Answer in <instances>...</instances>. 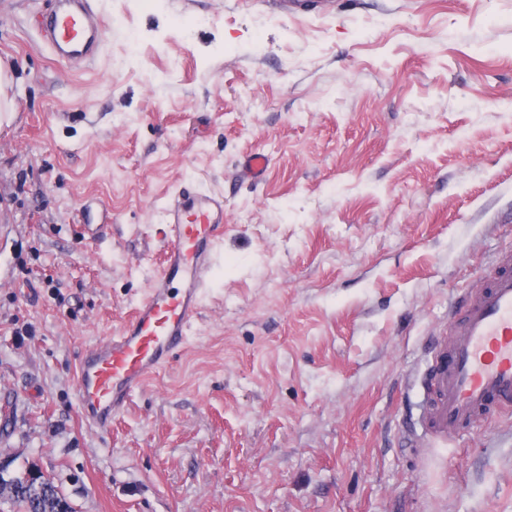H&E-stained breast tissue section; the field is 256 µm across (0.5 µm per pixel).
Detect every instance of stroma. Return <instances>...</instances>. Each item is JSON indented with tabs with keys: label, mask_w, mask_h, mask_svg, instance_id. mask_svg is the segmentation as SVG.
Returning a JSON list of instances; mask_svg holds the SVG:
<instances>
[{
	"label": "stroma",
	"mask_w": 512,
	"mask_h": 512,
	"mask_svg": "<svg viewBox=\"0 0 512 512\" xmlns=\"http://www.w3.org/2000/svg\"><path fill=\"white\" fill-rule=\"evenodd\" d=\"M90 4L96 57L64 62L53 0H0V460L76 512H512V412L444 443L416 423L451 305L512 250V0ZM185 186L224 197L220 259L98 432L76 367Z\"/></svg>",
	"instance_id": "35a3bbf8"
}]
</instances>
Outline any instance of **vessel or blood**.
<instances>
[{
	"label": "vessel or blood",
	"instance_id": "vessel-or-blood-1",
	"mask_svg": "<svg viewBox=\"0 0 512 512\" xmlns=\"http://www.w3.org/2000/svg\"><path fill=\"white\" fill-rule=\"evenodd\" d=\"M90 13L87 0H64L42 14L40 26L58 58L94 55L100 31ZM163 234L165 265L147 297L119 335L94 345L79 363V412L101 431L184 343L224 236L223 197L183 189L165 212ZM448 323L451 338L435 343L421 381L422 424L442 438L512 409V252L500 254L493 274L457 298Z\"/></svg>",
	"mask_w": 512,
	"mask_h": 512
}]
</instances>
